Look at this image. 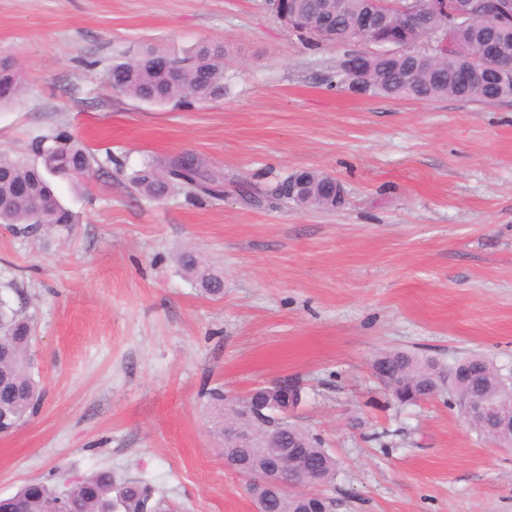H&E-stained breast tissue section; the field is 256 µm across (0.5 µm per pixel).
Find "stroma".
Returning <instances> with one entry per match:
<instances>
[{"instance_id": "stroma-1", "label": "stroma", "mask_w": 512, "mask_h": 512, "mask_svg": "<svg viewBox=\"0 0 512 512\" xmlns=\"http://www.w3.org/2000/svg\"><path fill=\"white\" fill-rule=\"evenodd\" d=\"M222 44L223 98L172 108L112 91L113 62ZM0 54L26 85L0 110V149L65 131L122 170L56 179L77 224L0 226V299L34 320L37 413L0 436V496L60 468L149 481L169 512H254L224 466L209 393L228 403L288 378L292 419L337 462V512H512V450L447 396L402 405L379 352L512 372V101L392 100L337 86V47H311L264 0H0ZM192 153L224 196L131 189L143 163ZM343 204L249 201L299 170ZM224 278L203 295L180 262Z\"/></svg>"}]
</instances>
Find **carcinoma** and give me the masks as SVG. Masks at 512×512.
Returning <instances> with one entry per match:
<instances>
[{
    "instance_id": "cac0c4a2",
    "label": "carcinoma",
    "mask_w": 512,
    "mask_h": 512,
    "mask_svg": "<svg viewBox=\"0 0 512 512\" xmlns=\"http://www.w3.org/2000/svg\"><path fill=\"white\" fill-rule=\"evenodd\" d=\"M293 11L325 22L327 40L344 48L336 60L338 84L344 88L355 81L364 83L368 96L390 99L495 102L512 99V16L506 15L499 27L468 28L457 34L456 47L438 56H384L359 50L373 46L379 35L363 32V16L375 9L373 0H282ZM497 44L498 55L490 67L471 83L462 81L474 61L483 58L485 46ZM165 54L153 48L112 64L108 84L121 95L151 106L178 105L190 101H211L224 95V51L220 46H201L194 54L172 58L163 64ZM22 87L17 68L8 57H0V109L10 107ZM108 164L122 168L119 159L106 154L97 159L83 143L60 132L34 138L24 153L0 151V225L25 232L32 225H42L49 232L77 223L76 215L55 194L50 178L78 177L80 172L102 169ZM141 194L161 199L178 189L186 198H218L223 193L224 177L201 158L184 153L156 164L148 162L131 179ZM296 193L337 207L336 186L331 176L315 170L296 171L264 192L273 199L288 198V186ZM184 270L193 275L202 291L210 296L223 293L222 279L203 267L197 256L186 252L181 257ZM33 324L22 309L0 300V427L18 428L37 410L43 387L33 375ZM373 373L382 388L394 400L403 402L409 392L427 397L448 394V400L465 411L471 396L488 394L500 400L512 399V376L504 375L481 355H470L450 367L416 354L392 350L379 353L372 363ZM219 411L217 433L224 434V421L252 431L251 448H238L224 442V459L238 460L258 470L271 455L288 452L291 471L319 476L317 485L328 486L336 479L335 458L322 440L308 429L288 422L280 438L276 430L283 420L274 414L253 413L237 401L230 409L221 402L224 395L214 394ZM24 500L28 512H55L56 505L72 503L82 512H165L162 502L154 499L152 486L137 478L117 480L110 469H96L73 480L52 471L45 479L22 486L14 495L0 499V512H13L14 500ZM317 512H333V499L320 495L302 499L293 491L271 495L266 512H307L309 505Z\"/></svg>"
}]
</instances>
